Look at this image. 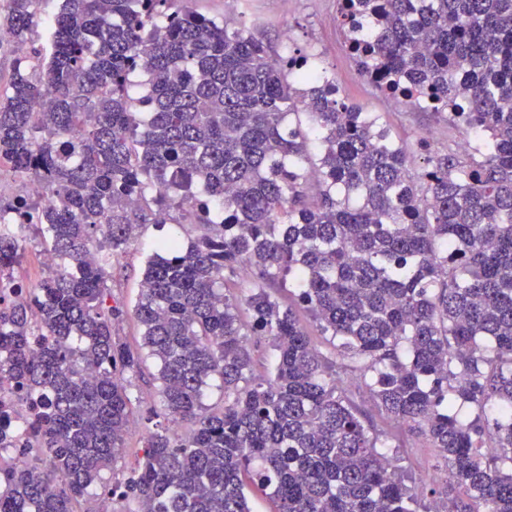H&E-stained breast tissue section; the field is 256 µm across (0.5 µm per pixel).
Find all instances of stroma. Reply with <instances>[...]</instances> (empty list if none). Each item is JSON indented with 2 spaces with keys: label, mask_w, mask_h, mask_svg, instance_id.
Masks as SVG:
<instances>
[{
  "label": "stroma",
  "mask_w": 512,
  "mask_h": 512,
  "mask_svg": "<svg viewBox=\"0 0 512 512\" xmlns=\"http://www.w3.org/2000/svg\"><path fill=\"white\" fill-rule=\"evenodd\" d=\"M182 5L209 18L248 21L255 36L270 46L272 54H284L292 45L316 54L323 66L335 74L341 95L364 111L377 115L398 142L410 145L424 137L432 149L444 152L457 147L466 138L463 129L429 113L392 105L375 91L341 42L336 24V0H182ZM196 234L190 224L145 225L139 238L114 265L112 293L127 309L116 331L130 349L139 350L141 345V328L132 308L140 293L152 242L169 235L187 241ZM155 374L154 363L148 361L132 380L136 426L125 434L123 454L113 470L105 474L109 482L120 481L142 458L145 433L154 426L151 411L159 401ZM390 456L397 471L410 485L428 480L439 463L435 449L423 441H406L403 447L391 449Z\"/></svg>",
  "instance_id": "35a3bbf8"
}]
</instances>
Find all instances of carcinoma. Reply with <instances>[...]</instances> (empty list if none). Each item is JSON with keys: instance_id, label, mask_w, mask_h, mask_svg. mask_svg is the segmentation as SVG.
<instances>
[{"instance_id": "cac0c4a2", "label": "carcinoma", "mask_w": 512, "mask_h": 512, "mask_svg": "<svg viewBox=\"0 0 512 512\" xmlns=\"http://www.w3.org/2000/svg\"><path fill=\"white\" fill-rule=\"evenodd\" d=\"M178 2L65 0L49 57L16 53L0 98V175L50 195L0 198V271L24 241L55 259L0 307V380L24 390L48 461L0 468V512H74L121 457L141 356L114 332L110 278L144 224L197 230L155 244L134 306L155 415L190 429L156 426L140 466L103 489L137 512H252L249 485L275 512H415L349 380L438 450L444 481L429 491L444 512H512V0H336L370 85L472 134L444 153L392 141L313 54L274 56L245 22ZM5 3L28 42L42 0ZM273 286L298 292L341 365ZM249 336L276 351L263 379ZM216 379L217 410L204 402ZM8 448L21 440L0 411Z\"/></svg>"}]
</instances>
